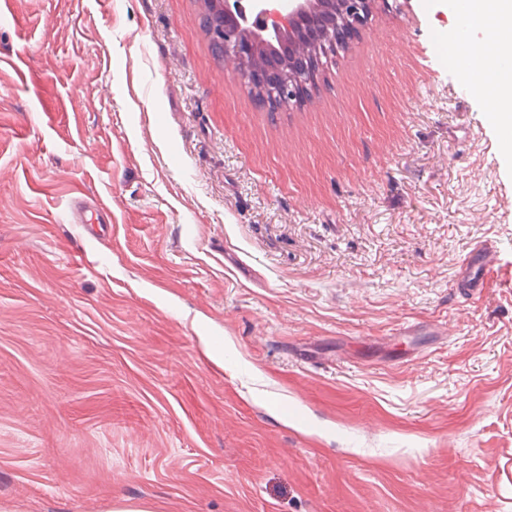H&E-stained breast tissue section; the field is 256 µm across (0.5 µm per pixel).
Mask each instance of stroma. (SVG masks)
Here are the masks:
<instances>
[{"label": "stroma", "instance_id": "stroma-1", "mask_svg": "<svg viewBox=\"0 0 512 512\" xmlns=\"http://www.w3.org/2000/svg\"><path fill=\"white\" fill-rule=\"evenodd\" d=\"M204 11L0 10V512H512V157L455 0H374L274 112ZM497 249L492 243L474 247L463 259L456 283L458 293L466 301L480 295L494 271Z\"/></svg>", "mask_w": 512, "mask_h": 512}]
</instances>
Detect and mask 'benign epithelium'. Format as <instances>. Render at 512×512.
<instances>
[{
  "label": "benign epithelium",
  "instance_id": "benign-epithelium-1",
  "mask_svg": "<svg viewBox=\"0 0 512 512\" xmlns=\"http://www.w3.org/2000/svg\"><path fill=\"white\" fill-rule=\"evenodd\" d=\"M207 34L217 44L224 63L249 84L261 90L262 103L276 108L300 101L316 80V60L307 51L289 58L268 55L275 38L291 36L297 42L312 40L333 48L368 19L369 0H297L287 13L271 0H255L260 31L244 28L234 19L229 0H204Z\"/></svg>",
  "mask_w": 512,
  "mask_h": 512
}]
</instances>
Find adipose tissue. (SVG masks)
Here are the masks:
<instances>
[{
	"label": "adipose tissue",
	"mask_w": 512,
	"mask_h": 512,
	"mask_svg": "<svg viewBox=\"0 0 512 512\" xmlns=\"http://www.w3.org/2000/svg\"><path fill=\"white\" fill-rule=\"evenodd\" d=\"M462 13L483 38L465 62L477 94L492 106L500 142L512 155V69L500 66L497 48L512 45V0H463Z\"/></svg>",
	"instance_id": "ef3b65f1"
}]
</instances>
